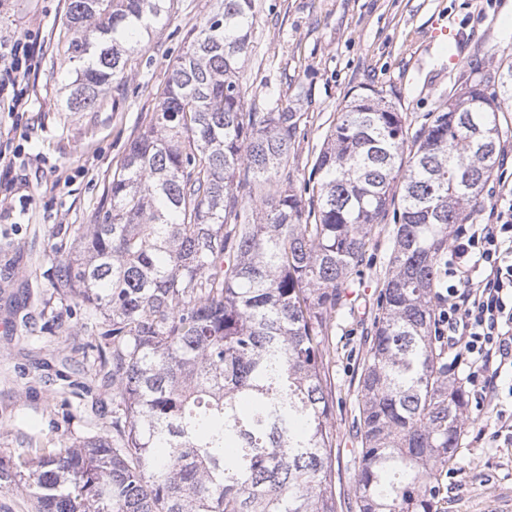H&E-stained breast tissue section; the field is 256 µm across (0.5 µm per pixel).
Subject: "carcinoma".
Instances as JSON below:
<instances>
[{
  "label": "carcinoma",
  "mask_w": 512,
  "mask_h": 512,
  "mask_svg": "<svg viewBox=\"0 0 512 512\" xmlns=\"http://www.w3.org/2000/svg\"><path fill=\"white\" fill-rule=\"evenodd\" d=\"M168 0H69L70 112H88L167 16ZM255 0H221L189 36L112 172L94 223L52 247L51 298L89 309L112 434L0 464L34 512H337L329 329L375 226L395 221L358 398V512H434L469 395L432 336L448 229L499 163L482 78L416 144L382 92L353 94L305 202L288 169L304 113L259 112L240 81Z\"/></svg>",
  "instance_id": "1"
}]
</instances>
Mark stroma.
I'll use <instances>...</instances> for the list:
<instances>
[{
    "mask_svg": "<svg viewBox=\"0 0 512 512\" xmlns=\"http://www.w3.org/2000/svg\"><path fill=\"white\" fill-rule=\"evenodd\" d=\"M67 0H0V39L41 34L42 67L29 103L0 111V137L21 150L11 177L19 191L0 195V462L26 448H58L109 433L95 412L101 397L88 373L80 319L62 314L55 333L32 339L22 322L39 320L50 297L47 255L59 226L90 223L125 149L153 112L185 39L217 0H171L162 30L128 63L123 97L104 94L93 112L67 111L69 81L62 21ZM257 19L240 74L249 105L278 100L306 113L295 159L307 178L325 135L353 93L381 90L403 115L408 141L466 82L512 67V0H255ZM499 168L470 216L483 224L512 186V107L499 115ZM394 222L377 225L369 262L343 285L332 333L338 512H358L359 380L376 301L394 245ZM463 468L443 474L439 512H512V446L480 435L470 409Z\"/></svg>",
    "mask_w": 512,
    "mask_h": 512,
    "instance_id": "35a3bbf8",
    "label": "stroma"
}]
</instances>
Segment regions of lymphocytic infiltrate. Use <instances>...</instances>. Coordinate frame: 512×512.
Instances as JSON below:
<instances>
[{
    "label": "lymphocytic infiltrate",
    "mask_w": 512,
    "mask_h": 512,
    "mask_svg": "<svg viewBox=\"0 0 512 512\" xmlns=\"http://www.w3.org/2000/svg\"><path fill=\"white\" fill-rule=\"evenodd\" d=\"M41 38L0 45V99L25 108L30 77L40 67ZM435 336L467 368L476 408L489 407L493 440L512 445V197L492 209L488 224H462L448 245L436 291Z\"/></svg>",
    "instance_id": "lymphocytic-infiltrate-1"
}]
</instances>
